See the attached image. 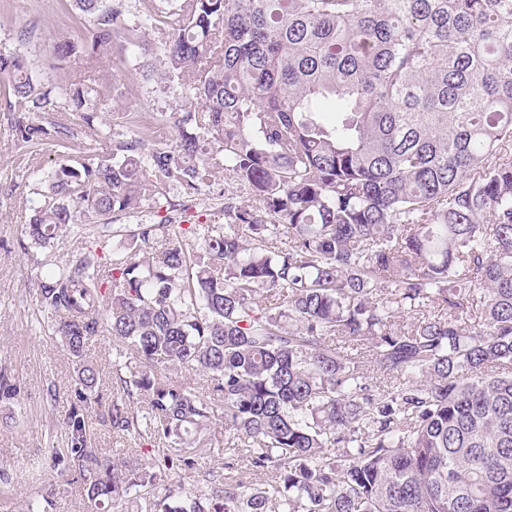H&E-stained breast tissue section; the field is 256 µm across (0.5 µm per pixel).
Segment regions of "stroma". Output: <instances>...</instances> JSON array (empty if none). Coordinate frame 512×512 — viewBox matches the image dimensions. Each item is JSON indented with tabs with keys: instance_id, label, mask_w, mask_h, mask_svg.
<instances>
[{
	"instance_id": "1",
	"label": "stroma",
	"mask_w": 512,
	"mask_h": 512,
	"mask_svg": "<svg viewBox=\"0 0 512 512\" xmlns=\"http://www.w3.org/2000/svg\"><path fill=\"white\" fill-rule=\"evenodd\" d=\"M63 34L75 41L87 34L85 26L69 12L67 0H0V50L22 54L35 79L110 88L106 124L99 135L86 132L75 112H34L31 121L67 126L71 136L64 152L89 162L109 154L114 142L132 137L135 125L124 120L130 112L136 113L137 125L155 131L158 138L175 141V127L163 122L162 117L182 105L183 85L165 87L147 80L135 54L118 43L101 52L96 67H88L81 56L53 66L52 45ZM6 105L5 97L0 95V367L8 368L24 391L19 402L0 404V462L7 463L10 473L9 485L0 488V512H27L37 507L53 482L58 485L54 512H113L110 501H91L82 484L57 482L54 470L38 466L48 448L61 446L64 440L62 422L73 397L75 364L60 339L41 323L34 284L48 265L75 259L90 240L62 234L41 248L26 236L24 228L30 222L33 206L64 152L54 146L36 152L20 147ZM212 163L216 180L198 200L186 202L176 185L164 188L168 202L188 204L184 224L223 223L225 193L235 194L238 201L247 204L253 201L249 190L238 185L232 172L225 169L223 153H214ZM87 355L98 372L95 394L100 400L110 401L117 371L108 331L92 337ZM211 438L216 455L201 454L192 470L175 468V479L201 498L228 476L256 481V473L245 460L235 459L233 468L225 469L224 456L219 452L224 445L222 424H214ZM96 442L118 464L133 468L162 455L161 444L119 437L103 425L96 428Z\"/></svg>"
}]
</instances>
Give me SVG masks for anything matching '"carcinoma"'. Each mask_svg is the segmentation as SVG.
I'll return each mask as SVG.
<instances>
[{
	"mask_svg": "<svg viewBox=\"0 0 512 512\" xmlns=\"http://www.w3.org/2000/svg\"><path fill=\"white\" fill-rule=\"evenodd\" d=\"M69 3L87 36L58 40V62L138 48L161 24L156 81L192 82L175 142L138 130L57 164L29 239L83 232L77 213L106 230L167 183L192 199L215 150L254 204L224 198L197 243L171 216L141 224L111 262L88 253L38 280L78 362L51 468L152 512H512V0H151L132 26L123 0ZM0 87L23 146L69 139L32 112L103 122L95 87L42 85L20 55L0 52ZM430 305L439 317L402 323ZM104 323L135 362L104 423L164 445L137 468L92 429L85 349ZM182 367L210 374V394L174 380ZM21 394L1 368L0 401ZM218 419L270 480L203 499L168 470L198 464Z\"/></svg>",
	"mask_w": 512,
	"mask_h": 512,
	"instance_id": "obj_1",
	"label": "carcinoma"
}]
</instances>
